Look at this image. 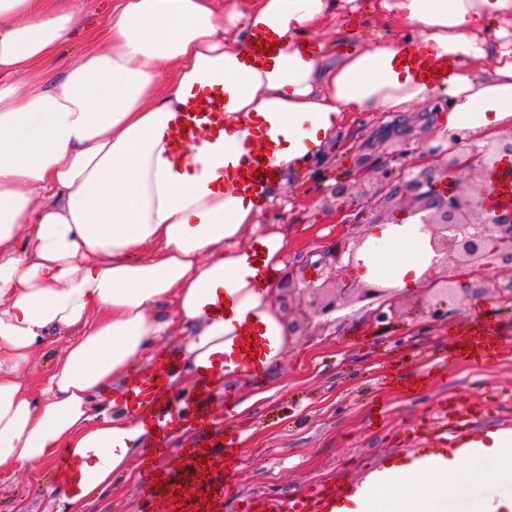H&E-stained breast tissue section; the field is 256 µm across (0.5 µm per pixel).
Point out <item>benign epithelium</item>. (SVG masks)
<instances>
[{
    "label": "benign epithelium",
    "instance_id": "1",
    "mask_svg": "<svg viewBox=\"0 0 512 512\" xmlns=\"http://www.w3.org/2000/svg\"><path fill=\"white\" fill-rule=\"evenodd\" d=\"M512 156V136L489 143L467 160L455 155L448 165L469 173L468 190L462 194L436 195L429 191L435 177L441 172L439 165L430 166L422 175L404 182L400 196L419 204L423 213L421 223L430 233V244L440 264L448 266L452 260L470 267L482 266L492 256L498 266L512 271V204L491 208L481 198L482 177L501 157ZM364 239L352 242L341 240L331 254L337 275L324 277L313 295L310 321L325 326L333 313L347 303H363L370 308L373 321L380 325L390 323L395 315L394 290L381 284L363 283L348 274L357 250ZM348 264H343V257Z\"/></svg>",
    "mask_w": 512,
    "mask_h": 512
}]
</instances>
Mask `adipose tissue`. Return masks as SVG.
<instances>
[{
	"instance_id": "obj_1",
	"label": "adipose tissue",
	"mask_w": 512,
	"mask_h": 512,
	"mask_svg": "<svg viewBox=\"0 0 512 512\" xmlns=\"http://www.w3.org/2000/svg\"><path fill=\"white\" fill-rule=\"evenodd\" d=\"M358 0H110L108 24L54 82L34 68L83 19L82 0H0V474L54 461L87 465L77 490L53 487L57 512H88L148 438L115 401L163 337L180 342L181 391L237 336L268 337L262 367L283 358L288 327L265 270L285 266L280 229H262L275 196L342 149L351 112H407L433 102L438 139L512 133V0H375L402 38L353 40ZM338 26V46L319 34ZM281 46L244 53L256 31ZM452 62L443 83L404 59ZM224 100V129L185 153L173 120L193 94ZM268 152L261 194L235 169ZM434 252L418 216L374 225L356 259L361 280L406 290ZM227 306L211 313L217 298ZM52 352L40 380L36 350ZM465 461L441 452L372 473L333 512H444L469 477L512 475V436L487 433Z\"/></svg>"
}]
</instances>
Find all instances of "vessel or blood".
I'll return each instance as SVG.
<instances>
[{
    "instance_id": "1",
    "label": "vessel or blood",
    "mask_w": 512,
    "mask_h": 512,
    "mask_svg": "<svg viewBox=\"0 0 512 512\" xmlns=\"http://www.w3.org/2000/svg\"><path fill=\"white\" fill-rule=\"evenodd\" d=\"M278 42L259 32L253 37L247 60L255 64L278 52ZM223 101L218 97H189L178 113L171 131L174 152L184 153L201 137L217 135L223 128ZM512 200V160L500 164L487 177L484 202L496 205ZM266 338L249 343L239 337L230 356H217L203 366L191 395L181 403L168 396L165 381L176 370V354L157 357L151 366L133 379L121 394L124 404L138 413L148 428L150 441L143 448L138 470L139 512H224L226 474L239 469L241 458L209 407L214 385L224 378V361L233 359L253 373H261L260 355ZM512 360V340L498 326L474 313L467 325L450 329L448 342L439 353L420 367L397 372L393 378L406 395L420 396L447 384L464 362L500 363ZM197 493H189L190 484ZM347 483L338 480L316 496L276 499L249 494L241 499L240 512H331L337 497L345 495Z\"/></svg>"
}]
</instances>
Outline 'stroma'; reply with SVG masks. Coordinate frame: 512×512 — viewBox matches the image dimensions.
Segmentation results:
<instances>
[{
	"mask_svg": "<svg viewBox=\"0 0 512 512\" xmlns=\"http://www.w3.org/2000/svg\"><path fill=\"white\" fill-rule=\"evenodd\" d=\"M88 49L86 32L78 31L39 70L49 79L62 77ZM430 115L425 105L390 116L351 113L346 155L304 171L284 186L290 209L265 207L262 223L288 229V264L277 275L279 286H286L289 274L300 271L311 257L327 259L337 239L363 237L371 224L391 223L399 213L411 212L409 203L388 196L382 187L381 166L402 155L391 181L398 187L419 174L413 164L417 153L430 152L439 163H447L448 146L437 142L428 124ZM341 183L349 188L342 198L335 193ZM370 197L378 201L376 210L359 216V203ZM479 278L485 281L484 291L469 292L468 284ZM457 285L456 295L443 303L447 319L432 326L413 319L418 309L439 303L419 285L399 294L388 330L377 329L368 322L367 310L352 304L333 314L323 328L288 337L276 381L264 375L254 379L262 397L249 408H242V394L216 387L213 413L223 417L233 433L244 436L238 444L242 465L226 477L231 492L225 512H236L237 498L246 492L285 499L310 493L340 473L360 483L410 452L447 451L437 423L442 414L474 418L475 426L466 430L470 439L498 429L499 401L512 390V363L465 364L456 382L420 398L402 395L388 382L393 370L430 359L447 343L449 328L466 323L474 308H482L512 337V272L489 261L480 271H460ZM374 407L379 410L375 419L370 416ZM56 472L53 462L15 472L0 484V512H56L50 492ZM509 494L512 484L483 479L449 497L447 512H493Z\"/></svg>",
	"mask_w": 512,
	"mask_h": 512,
	"instance_id": "1",
	"label": "stroma"
}]
</instances>
